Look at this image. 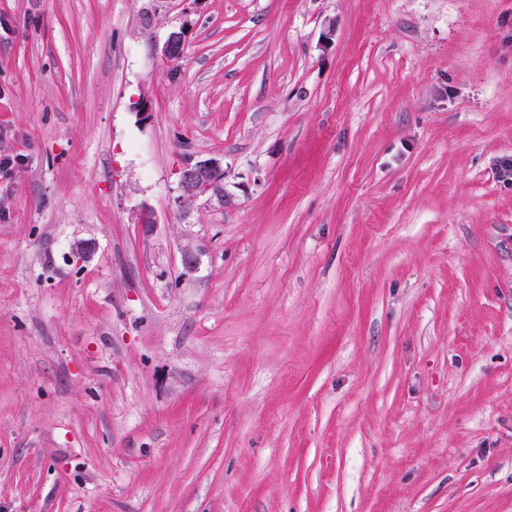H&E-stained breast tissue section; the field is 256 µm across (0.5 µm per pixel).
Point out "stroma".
Returning a JSON list of instances; mask_svg holds the SVG:
<instances>
[{"label":"stroma","mask_w":512,"mask_h":512,"mask_svg":"<svg viewBox=\"0 0 512 512\" xmlns=\"http://www.w3.org/2000/svg\"><path fill=\"white\" fill-rule=\"evenodd\" d=\"M5 159L0 512H512V0H0ZM179 188L182 197L195 199L210 195L224 198V167L214 159H205L187 164L180 172Z\"/></svg>","instance_id":"1"}]
</instances>
